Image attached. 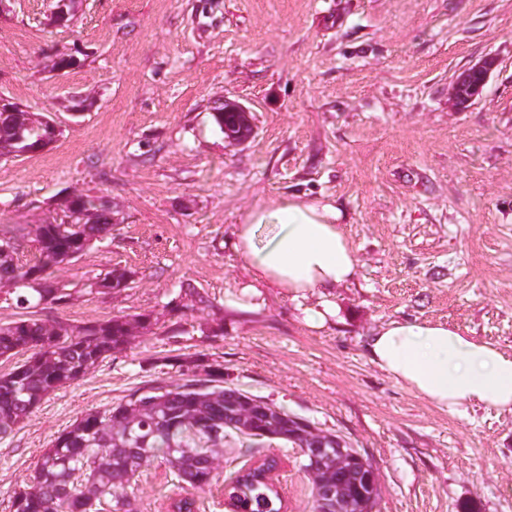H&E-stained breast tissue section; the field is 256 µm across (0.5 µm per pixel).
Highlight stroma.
<instances>
[{
    "label": "stroma",
    "mask_w": 512,
    "mask_h": 512,
    "mask_svg": "<svg viewBox=\"0 0 512 512\" xmlns=\"http://www.w3.org/2000/svg\"><path fill=\"white\" fill-rule=\"evenodd\" d=\"M8 7L0 98L62 134L0 159V225L41 223L72 193L112 204L111 236L54 272L73 300L32 313L152 326L0 437V512L64 428L183 382L190 361L350 443L376 470L375 512H512V411L439 409L366 350L380 326L416 318L512 351V0H77L65 27L50 23L55 0ZM487 55L482 95L455 110L453 80ZM66 56L75 65L54 68ZM227 100L247 108L249 138L219 131ZM295 193L336 200L359 260L320 330L273 289L253 311L224 305L247 277L235 225ZM113 267L131 288L84 293ZM266 455L281 461L288 512H310L298 450L267 438L226 444L202 492L154 461L133 508L192 497L197 512H228L225 479Z\"/></svg>",
    "instance_id": "obj_1"
}]
</instances>
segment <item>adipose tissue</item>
<instances>
[{"mask_svg":"<svg viewBox=\"0 0 512 512\" xmlns=\"http://www.w3.org/2000/svg\"><path fill=\"white\" fill-rule=\"evenodd\" d=\"M233 247L248 278L224 304L248 310L274 288L304 301L303 320L320 329L336 316L333 288L352 281L358 257L334 201L305 194L250 210L234 229ZM371 361L437 407L512 410V352L442 322L392 320L369 338Z\"/></svg>","mask_w":512,"mask_h":512,"instance_id":"obj_1","label":"adipose tissue"}]
</instances>
